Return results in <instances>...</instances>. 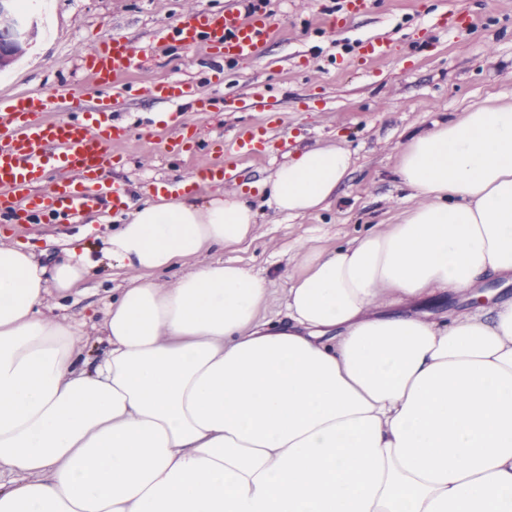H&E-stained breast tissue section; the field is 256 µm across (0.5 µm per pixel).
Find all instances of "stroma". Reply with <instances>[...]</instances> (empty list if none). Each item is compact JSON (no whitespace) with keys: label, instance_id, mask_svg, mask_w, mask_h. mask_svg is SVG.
I'll use <instances>...</instances> for the list:
<instances>
[{"label":"stroma","instance_id":"stroma-1","mask_svg":"<svg viewBox=\"0 0 512 512\" xmlns=\"http://www.w3.org/2000/svg\"><path fill=\"white\" fill-rule=\"evenodd\" d=\"M240 5L241 0H38L37 14L50 18L51 24L38 29L19 59L0 69V97L62 82L82 85V53L117 34L154 45L148 68L134 72V79H190L200 96L226 101L222 112L185 113L202 141L229 138L240 127L266 123L264 113L232 109L252 86H262L279 100L275 134L287 138L288 150L270 146L243 160L239 170L245 182L270 179L279 165L306 148H347L351 171L324 208L288 217L260 206L252 239L224 250L225 259L268 278L261 316L272 320L283 315L287 272L301 269L314 252L348 245L398 223L403 210L413 205L410 189L397 174L411 135L477 107L512 103V0H372L367 12L356 14L338 33L327 30L326 20L345 13L347 0H269L278 27L258 63H224L158 38L183 14ZM460 10L475 17L476 25L463 36L448 34L440 22ZM374 37L391 41V56L370 67L356 65L360 42ZM154 111L153 103L142 98L114 115L116 122L130 127L133 138L116 152L111 174L127 181L137 202L150 197L148 179L181 181L209 159L203 151L168 154L158 135L143 139L142 127ZM108 231V225L85 221L41 223L22 236L0 217V243L28 245L47 266L59 259V246L65 242L100 256ZM131 278L102 259L77 294L49 297L44 311L75 327L87 338L89 351H97L104 304ZM477 286L485 292L486 303L449 294L442 305L431 308L432 318L444 322L457 309L485 312L512 299L511 279L484 277Z\"/></svg>","mask_w":512,"mask_h":512}]
</instances>
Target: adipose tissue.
<instances>
[{
    "label": "adipose tissue",
    "instance_id": "adipose-tissue-1",
    "mask_svg": "<svg viewBox=\"0 0 512 512\" xmlns=\"http://www.w3.org/2000/svg\"><path fill=\"white\" fill-rule=\"evenodd\" d=\"M351 165L308 148L258 193L302 216ZM398 174L425 204L310 256L275 323L266 279L214 257L251 237V192L143 201L105 239L134 278L95 363L43 312L90 251L49 267L0 244V512H512V301L405 311L512 277V104L414 135Z\"/></svg>",
    "mask_w": 512,
    "mask_h": 512
}]
</instances>
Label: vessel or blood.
<instances>
[{
  "label": "vessel or blood",
  "instance_id": "b4317fda",
  "mask_svg": "<svg viewBox=\"0 0 512 512\" xmlns=\"http://www.w3.org/2000/svg\"><path fill=\"white\" fill-rule=\"evenodd\" d=\"M276 26L275 17L262 8L199 10L179 17L168 36L186 49H199L228 62L252 63L265 56ZM391 52L388 40H367L360 43L357 59L370 66ZM149 53V48L114 35L83 56L84 90L60 86L0 100V213L11 223L22 227L44 217L75 224L83 214L106 205L116 212L127 209L130 195L125 182L102 177L112 164L115 148L130 138L128 127L112 121L113 112L122 107V97L112 93L114 87H122L127 96H144L171 106L164 123L167 151L196 150V127L174 107L189 101L196 111L204 112L210 104L187 81L130 83V75L143 68ZM235 108L276 112L266 91L258 89L237 99ZM266 144L264 130L251 126L241 127L233 139L212 142L213 161L199 169V180L216 188L239 183L238 159L262 152Z\"/></svg>",
  "mask_w": 512,
  "mask_h": 512
}]
</instances>
